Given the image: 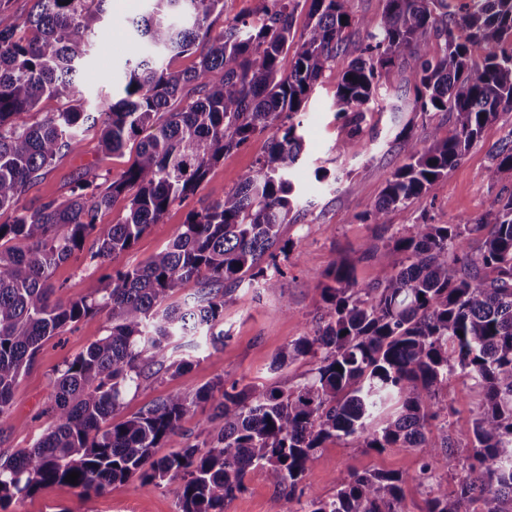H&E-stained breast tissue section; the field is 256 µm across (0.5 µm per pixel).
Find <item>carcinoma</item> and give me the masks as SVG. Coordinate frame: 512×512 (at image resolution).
I'll list each match as a JSON object with an SVG mask.
<instances>
[{
	"mask_svg": "<svg viewBox=\"0 0 512 512\" xmlns=\"http://www.w3.org/2000/svg\"><path fill=\"white\" fill-rule=\"evenodd\" d=\"M109 0H35L24 21L0 0V425L14 385L42 344L82 317L104 312L108 334L56 371L53 422L28 448L0 462V506L79 473L78 500L64 512H85L90 492L132 477L140 486L177 484V512H224L264 470L276 487L299 489L317 449L352 439L375 451L414 448L415 479L430 489L425 512H512V191L493 209L456 224L411 225L375 257L376 281L358 282L355 265L335 262L318 283L316 327L279 353L274 365L310 357L316 367L296 386L213 385L173 394L127 419H116L124 393L145 371L181 368L174 354L203 336L224 350V297L245 279L285 287L279 258L289 245L292 172L303 150L293 115L324 73L343 62L336 88L339 114L351 129L336 143L360 147L359 123L374 111L382 79L402 63L413 82V111L446 112L452 135L438 130L406 137L405 162L388 179L367 216L388 224L391 210L427 196L480 141L499 113L512 111V0H384L380 16L356 23L346 0H310L305 28L294 30L301 0H263L256 21L238 19L212 34L224 0H151V11L128 22L132 54L124 96L89 112L76 75L90 51L94 25ZM364 40L348 61L349 29ZM296 46L293 57L288 50ZM483 45L482 62L472 47ZM167 54H195L191 70L172 71ZM62 108L37 119L43 97ZM99 127L101 147L123 150L147 128L131 164L103 181L78 178L63 200L27 206V186L57 158L77 150L82 133ZM271 132L265 154L224 198L191 211L162 251L132 269H111L104 286L76 301L55 297L53 269L92 241L90 259L105 264L130 250L170 206L192 195L210 168L256 134ZM487 176L512 173V132L489 153ZM126 202L115 224L98 214ZM480 237L479 249L461 247ZM404 256L401 264L392 255ZM192 297L170 304L186 283ZM341 370H336L335 366ZM481 389L473 438L456 488L448 438V376ZM212 402L224 422L204 447L164 457L155 449L182 429L190 408ZM439 430L427 435L429 427ZM402 473L351 472L336 494L312 498L305 512H404Z\"/></svg>",
	"mask_w": 512,
	"mask_h": 512,
	"instance_id": "1",
	"label": "carcinoma"
}]
</instances>
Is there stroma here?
I'll list each match as a JSON object with an SVG mask.
<instances>
[{"label": "stroma", "mask_w": 512, "mask_h": 512, "mask_svg": "<svg viewBox=\"0 0 512 512\" xmlns=\"http://www.w3.org/2000/svg\"><path fill=\"white\" fill-rule=\"evenodd\" d=\"M149 0H109L92 50L81 64L78 87L89 109L112 98L124 83L123 66L130 54L127 20L144 14ZM339 68L326 71L296 121L304 136V150L296 167L298 206L282 225V239L292 242L288 258L282 261L285 272L283 292L273 293L258 284H244L224 299L222 328L228 334L223 351L201 343L189 366L179 371H160L144 378L140 388L126 393L120 418L127 419L149 407L159 398L172 394H192L216 383L224 385L300 382L315 363L309 358L286 361L274 367L277 354L295 339L311 330L318 314L317 278L333 262L343 257L356 264L360 283L374 282L379 265L373 258H360L361 243H380L390 234L407 231L421 222L454 224L461 218L490 211L502 188L512 189V174L491 180L489 148L512 132V111L500 113L486 126L482 138L461 162L433 188L428 197L391 211L387 226L367 223L366 216L378 201L394 170L403 164L405 152L399 133L423 136L438 129L441 137L452 134L454 126L447 113L413 111V89L404 66H396L391 80L381 85L378 96L382 109L361 125L358 152L343 153L336 143L345 134L346 119L338 115L335 91ZM268 134L255 135L247 146L227 154L223 162L211 167L205 180L184 202L169 208L163 223L151 225L134 246L112 259L115 268L139 265L164 249L175 236L188 213L204 204L223 198L234 188L266 152ZM136 142H128L123 153L102 149L98 130L84 133L80 148L58 158L44 175L27 188L23 202L36 205L49 199H65L73 182L80 177L101 178L119 174L134 159ZM327 173L316 180L315 170ZM101 270L88 254H81L58 265L52 282L59 297L79 300L91 296L101 285ZM105 313L88 315L59 336L45 341L30 368L16 387L11 415L0 426V460L18 449L29 447L47 428L50 419L43 411L49 404L51 383L64 362L84 352L93 341L107 333ZM451 410L448 436L457 446L459 459H466L472 439V421L481 405L482 394L473 381L450 376L442 392ZM211 404L193 407L182 423L181 432L156 451L165 456L189 444H200L216 434L221 420L212 416ZM419 454L412 448H388L377 452L359 442L336 439L318 449L306 472L303 497L328 498L336 492V480L353 471L383 470L406 474L403 487L405 512H423L429 496L426 487L415 480ZM245 490L224 504V512H299L300 498L287 489L274 487L262 469L251 470ZM78 491L57 484L35 495L13 500L0 512H62L71 505ZM176 487L140 486L137 479L112 484L103 494L90 495L87 512H176Z\"/></svg>", "instance_id": "35a3bbf8"}]
</instances>
